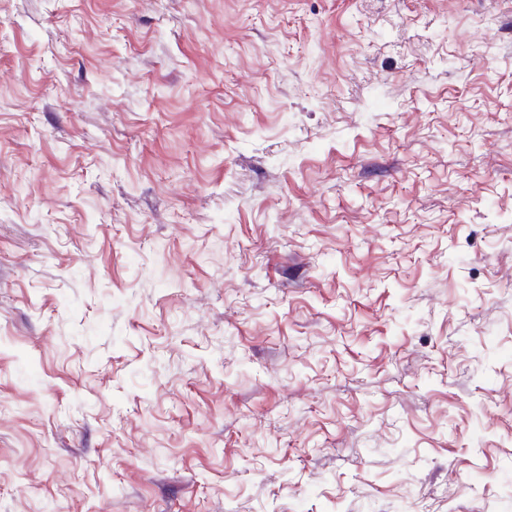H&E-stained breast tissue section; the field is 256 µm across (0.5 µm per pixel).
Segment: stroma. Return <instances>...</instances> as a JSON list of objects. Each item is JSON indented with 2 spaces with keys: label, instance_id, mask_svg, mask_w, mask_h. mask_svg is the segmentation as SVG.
Returning <instances> with one entry per match:
<instances>
[{
  "label": "stroma",
  "instance_id": "35a3bbf8",
  "mask_svg": "<svg viewBox=\"0 0 512 512\" xmlns=\"http://www.w3.org/2000/svg\"><path fill=\"white\" fill-rule=\"evenodd\" d=\"M0 512H512V0H0Z\"/></svg>",
  "mask_w": 512,
  "mask_h": 512
}]
</instances>
